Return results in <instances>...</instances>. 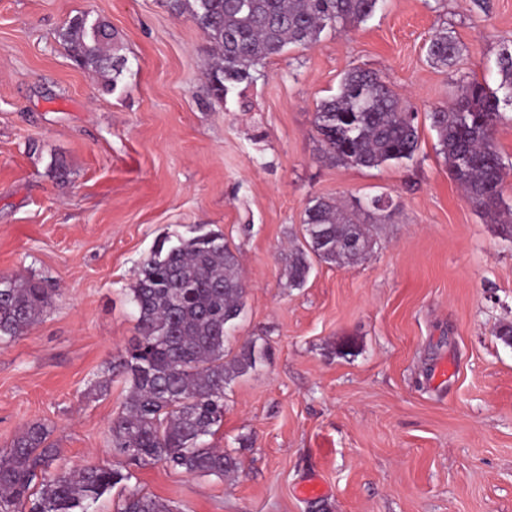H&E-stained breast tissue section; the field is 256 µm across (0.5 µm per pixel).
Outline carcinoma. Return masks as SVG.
<instances>
[{
  "instance_id": "cac0c4a2",
  "label": "carcinoma",
  "mask_w": 512,
  "mask_h": 512,
  "mask_svg": "<svg viewBox=\"0 0 512 512\" xmlns=\"http://www.w3.org/2000/svg\"><path fill=\"white\" fill-rule=\"evenodd\" d=\"M382 0H169L188 14L209 44L212 95L224 99L252 78V71L285 46L307 47L326 28L344 29L372 15ZM73 60L104 78L105 91L117 86L122 58L116 36L105 23L89 30L74 18L60 34ZM460 45L445 32L430 40L432 63L457 62ZM495 90L472 79L450 108L428 113L440 154L468 199L500 234L512 240V207L503 199L505 167L494 142L502 109L512 107V40L497 57ZM314 124L323 157L332 163L375 168L408 163L419 151L412 107L377 73L353 68L338 93L323 101ZM373 248L368 225L345 206L315 198L305 211L302 241L285 255L288 282L302 286L312 260L346 265ZM246 289L236 254L224 235L208 232L160 244L140 268L131 289L138 338L127 354L106 363L99 388L122 375L130 384L121 413L112 419L108 443L113 457L141 465L164 462L200 476L224 477L236 459L208 442L224 421V393L236 378L256 369L264 349L251 341L237 352L226 349L245 309ZM51 302V289L34 278L0 276V341H13L35 323ZM50 430L35 422L0 454V512H95L96 503L132 478L114 464L56 465L59 449ZM117 512H176V507L131 490Z\"/></svg>"
}]
</instances>
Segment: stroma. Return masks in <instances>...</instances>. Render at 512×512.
<instances>
[{
  "mask_svg": "<svg viewBox=\"0 0 512 512\" xmlns=\"http://www.w3.org/2000/svg\"><path fill=\"white\" fill-rule=\"evenodd\" d=\"M384 0L258 66L223 100L208 44L167 0H0V276L56 295L24 336L0 342V451L47 424L58 462H112L109 427L127 385L93 391L136 335L130 300L156 245L222 233L246 286L229 346H268L224 396L212 443L240 463L201 477L156 463L128 489L179 512H512V241L452 179L427 118L463 82L497 87L512 0ZM109 23L123 58L113 92L60 34ZM447 32L459 62L431 64ZM382 76L417 114L415 162L377 168L320 157L314 114L345 72ZM65 176H57L56 163ZM383 195L376 244L288 285L283 250L310 200ZM354 338L355 356L336 343ZM320 497L301 492L310 481Z\"/></svg>",
  "mask_w": 512,
  "mask_h": 512,
  "instance_id": "obj_1",
  "label": "stroma"
}]
</instances>
